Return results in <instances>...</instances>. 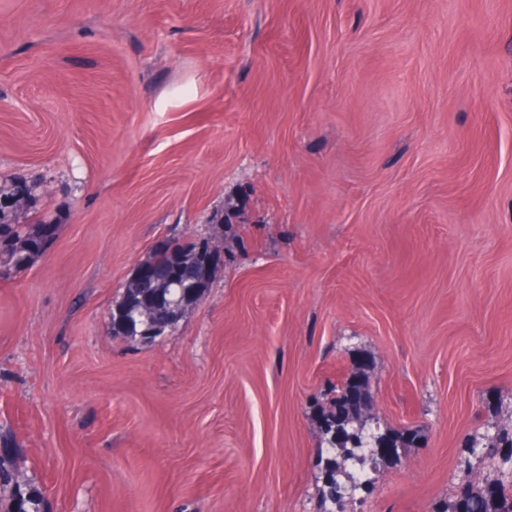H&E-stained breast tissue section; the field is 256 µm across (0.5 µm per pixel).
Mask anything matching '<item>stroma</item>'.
Returning a JSON list of instances; mask_svg holds the SVG:
<instances>
[{
  "instance_id": "obj_1",
  "label": "stroma",
  "mask_w": 512,
  "mask_h": 512,
  "mask_svg": "<svg viewBox=\"0 0 512 512\" xmlns=\"http://www.w3.org/2000/svg\"><path fill=\"white\" fill-rule=\"evenodd\" d=\"M0 448L47 512H445L512 480V0H0ZM208 243L165 334L107 326ZM362 368L395 452L328 501ZM499 452L473 453V444ZM7 217L8 214L0 210V261L12 262L17 248L13 272L19 273L29 266L35 255L44 251L47 228L54 229L55 225L37 224L30 228L25 224H9ZM180 273V280L171 284L179 289L177 300L170 302L176 316L186 307L193 306L199 301L201 288H203V284L210 275V264L207 259H204L199 265ZM155 312L156 315H153L155 323L169 322L170 316H174L172 312L169 313L166 309H158ZM350 406V407H348ZM361 416L359 405L348 404L342 398H337L333 402V409L323 417L324 430L326 435L330 434L328 444L330 448H385V436L369 432L366 427L360 426L358 433L350 435L346 427L348 424L357 420ZM388 439V438H386Z\"/></svg>"
}]
</instances>
